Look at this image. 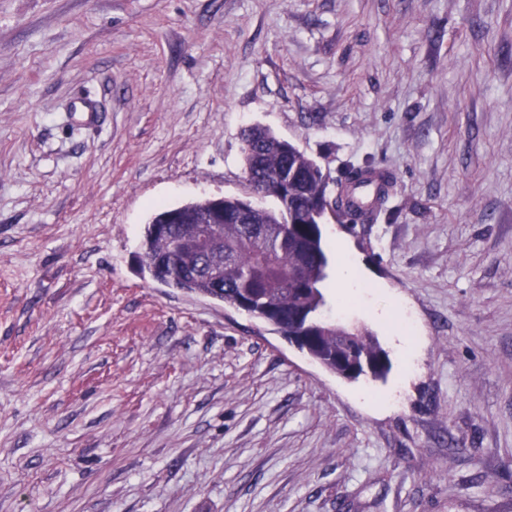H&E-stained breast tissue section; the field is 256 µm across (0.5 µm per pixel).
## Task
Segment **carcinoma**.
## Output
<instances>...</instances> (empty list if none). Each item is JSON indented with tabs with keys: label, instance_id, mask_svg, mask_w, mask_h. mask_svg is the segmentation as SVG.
<instances>
[{
	"label": "carcinoma",
	"instance_id": "1",
	"mask_svg": "<svg viewBox=\"0 0 512 512\" xmlns=\"http://www.w3.org/2000/svg\"><path fill=\"white\" fill-rule=\"evenodd\" d=\"M242 159L248 170L247 188L266 200L241 210V201L199 199L177 207L179 216L169 234L158 235L156 224H169L168 208L156 210L140 243V268L152 272L157 259L174 287L232 305L253 295L254 318L269 321L284 337H314L311 356L336 368V359L351 355L375 356L383 348L371 331L358 330L355 339L320 320L327 305L329 244L322 226L347 218L373 220L392 193L396 178L385 171L357 167L333 180L320 165L270 129L251 126L241 132ZM217 225L224 249V272L202 271L205 257L195 245L199 217Z\"/></svg>",
	"mask_w": 512,
	"mask_h": 512
}]
</instances>
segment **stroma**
Returning <instances> with one entry per match:
<instances>
[{
    "instance_id": "stroma-1",
    "label": "stroma",
    "mask_w": 512,
    "mask_h": 512,
    "mask_svg": "<svg viewBox=\"0 0 512 512\" xmlns=\"http://www.w3.org/2000/svg\"><path fill=\"white\" fill-rule=\"evenodd\" d=\"M255 124L395 176L385 380L141 272ZM0 512H512V0H0Z\"/></svg>"
}]
</instances>
